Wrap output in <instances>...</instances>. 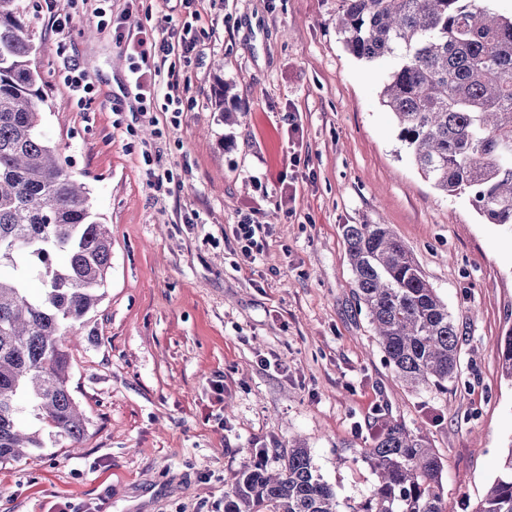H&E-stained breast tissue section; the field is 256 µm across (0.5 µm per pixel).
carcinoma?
Masks as SVG:
<instances>
[{
  "mask_svg": "<svg viewBox=\"0 0 512 512\" xmlns=\"http://www.w3.org/2000/svg\"><path fill=\"white\" fill-rule=\"evenodd\" d=\"M17 2L0 0V463L87 436L66 338L102 301L112 265L109 225L41 131L37 47ZM337 24L356 58H398L383 103L418 170L446 196L469 192L486 223L512 225V17L480 0H341ZM343 236L356 305L395 380L445 387L458 330L411 251L386 224H346ZM360 455L376 484L344 511L296 441L275 470L244 465L224 512H445L442 461L422 432L390 420ZM474 512H512V448Z\"/></svg>",
  "mask_w": 512,
  "mask_h": 512,
  "instance_id": "1",
  "label": "carcinoma"
}]
</instances>
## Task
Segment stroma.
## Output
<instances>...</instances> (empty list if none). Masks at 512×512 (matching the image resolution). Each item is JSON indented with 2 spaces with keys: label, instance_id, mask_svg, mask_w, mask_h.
Wrapping results in <instances>:
<instances>
[{
  "label": "stroma",
  "instance_id": "35a3bbf8",
  "mask_svg": "<svg viewBox=\"0 0 512 512\" xmlns=\"http://www.w3.org/2000/svg\"><path fill=\"white\" fill-rule=\"evenodd\" d=\"M55 31L43 0H18L37 46L42 123L112 231L105 296L69 344V387L89 420L80 448L0 464V512H224L233 475L294 440L339 500L376 477L359 454L382 425L425 433L447 512L476 507L512 447V227L470 194L417 171L380 92L396 58H355L340 0H85ZM191 23L176 54L180 116L142 112L118 35L147 15ZM83 70L78 107L62 77ZM232 97L217 104V80ZM296 115L297 134L288 117ZM294 184V197L284 185ZM256 210L270 232L254 262L230 237ZM386 224L459 329L458 379L411 391L384 363L352 294L342 227Z\"/></svg>",
  "mask_w": 512,
  "mask_h": 512
}]
</instances>
